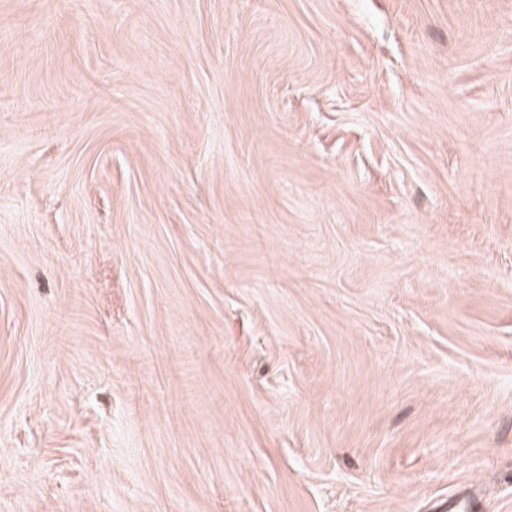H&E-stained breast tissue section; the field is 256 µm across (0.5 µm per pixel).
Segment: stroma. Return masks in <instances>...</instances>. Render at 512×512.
Masks as SVG:
<instances>
[{
	"label": "stroma",
	"instance_id": "35a3bbf8",
	"mask_svg": "<svg viewBox=\"0 0 512 512\" xmlns=\"http://www.w3.org/2000/svg\"><path fill=\"white\" fill-rule=\"evenodd\" d=\"M512 512V0H0V512Z\"/></svg>",
	"mask_w": 512,
	"mask_h": 512
}]
</instances>
